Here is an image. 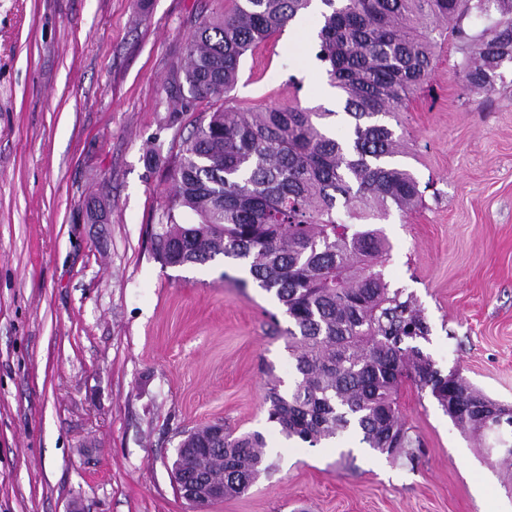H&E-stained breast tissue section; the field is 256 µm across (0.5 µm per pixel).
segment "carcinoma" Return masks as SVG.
Here are the masks:
<instances>
[{
  "mask_svg": "<svg viewBox=\"0 0 512 512\" xmlns=\"http://www.w3.org/2000/svg\"><path fill=\"white\" fill-rule=\"evenodd\" d=\"M313 0H238L236 8L199 23L187 62L173 72L171 111L194 101L219 106L182 141L172 191L152 228L165 266L204 265L222 255L241 262L288 316V350L297 378L288 394L268 388V421L288 439L315 446L345 432L394 460L413 462L420 441L400 410L409 381L429 390L464 431L483 434L488 408L507 412L444 375L416 346L429 325L411 297L391 288L388 244L374 221L394 206L410 211L419 182L392 163L405 153L384 118L397 119L431 75L444 28L469 50L462 81L492 92L512 64V0H321L316 59L339 89L348 134L325 130L330 110L297 102L245 112L230 104L247 53L306 13ZM490 21L464 26L469 14ZM342 204L347 220L336 217ZM191 430L179 447L209 460L224 495L247 491L273 469L259 432L224 438Z\"/></svg>",
  "mask_w": 512,
  "mask_h": 512,
  "instance_id": "cac0c4a2",
  "label": "carcinoma"
}]
</instances>
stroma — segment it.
Masks as SVG:
<instances>
[{"instance_id": "1", "label": "stroma", "mask_w": 512, "mask_h": 512, "mask_svg": "<svg viewBox=\"0 0 512 512\" xmlns=\"http://www.w3.org/2000/svg\"><path fill=\"white\" fill-rule=\"evenodd\" d=\"M235 0H0V512H197L171 466L182 433L217 421L261 432L276 465L205 512H512V468L488 457L430 392L404 383L420 437L394 461L345 433L282 435L263 404L294 385L288 317L240 262L163 266L151 228L182 138L212 106L168 109L198 22ZM310 10L245 58L231 96L259 111L340 93L315 58ZM460 44L396 132L422 202L379 220L393 287L421 309L442 373L512 407V68L469 91ZM109 203L105 223L86 211Z\"/></svg>"}]
</instances>
